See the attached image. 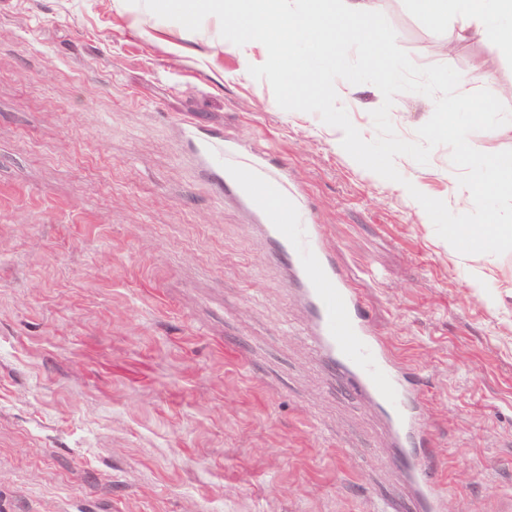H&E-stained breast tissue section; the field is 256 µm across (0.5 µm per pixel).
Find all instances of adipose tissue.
Instances as JSON below:
<instances>
[{
	"label": "adipose tissue",
	"instance_id": "1",
	"mask_svg": "<svg viewBox=\"0 0 512 512\" xmlns=\"http://www.w3.org/2000/svg\"><path fill=\"white\" fill-rule=\"evenodd\" d=\"M415 4L418 13L433 24L455 16V42L492 31L496 34L493 47L512 52V0H415Z\"/></svg>",
	"mask_w": 512,
	"mask_h": 512
}]
</instances>
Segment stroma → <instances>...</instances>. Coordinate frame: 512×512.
<instances>
[{
  "instance_id": "stroma-1",
  "label": "stroma",
  "mask_w": 512,
  "mask_h": 512,
  "mask_svg": "<svg viewBox=\"0 0 512 512\" xmlns=\"http://www.w3.org/2000/svg\"><path fill=\"white\" fill-rule=\"evenodd\" d=\"M398 45L478 91L512 54L380 0ZM365 139L383 102L337 80ZM424 97L390 119L415 140ZM268 152L423 377L445 512L512 498V252L460 255L339 128L278 106L226 46L129 0H0V512H372L401 494L376 414L330 391L307 315L249 215L199 173L183 123ZM403 178L456 209L448 147Z\"/></svg>"
}]
</instances>
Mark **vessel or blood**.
Instances as JSON below:
<instances>
[{
	"mask_svg": "<svg viewBox=\"0 0 512 512\" xmlns=\"http://www.w3.org/2000/svg\"><path fill=\"white\" fill-rule=\"evenodd\" d=\"M202 173L255 218L271 253L287 270L308 316L306 334L332 386L370 406L391 441L390 467L409 488L411 512H444L446 484L436 475L435 439L422 376L380 336L361 306V290L323 246L325 227L313 223L303 195L263 149L243 150L232 139L185 124ZM263 193H255V186Z\"/></svg>",
	"mask_w": 512,
	"mask_h": 512,
	"instance_id": "1",
	"label": "vessel or blood"
}]
</instances>
